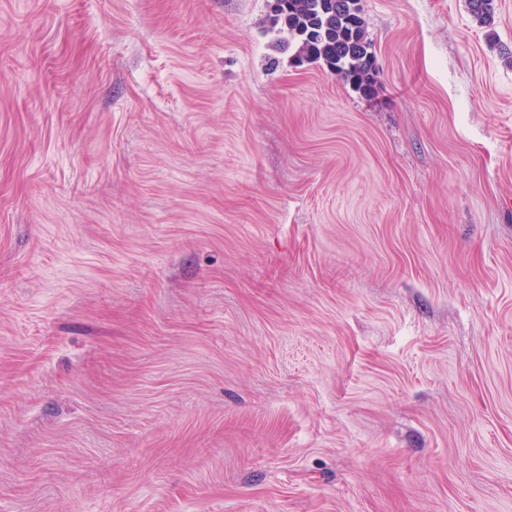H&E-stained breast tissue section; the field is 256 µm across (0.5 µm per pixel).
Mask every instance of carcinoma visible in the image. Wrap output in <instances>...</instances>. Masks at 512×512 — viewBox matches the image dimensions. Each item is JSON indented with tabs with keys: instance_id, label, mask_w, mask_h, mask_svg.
Segmentation results:
<instances>
[{
	"instance_id": "obj_1",
	"label": "carcinoma",
	"mask_w": 512,
	"mask_h": 512,
	"mask_svg": "<svg viewBox=\"0 0 512 512\" xmlns=\"http://www.w3.org/2000/svg\"><path fill=\"white\" fill-rule=\"evenodd\" d=\"M495 0H466L473 20L493 30ZM269 32L275 48L299 63L322 64L362 95L374 93L375 46L368 38L360 0H274Z\"/></svg>"
}]
</instances>
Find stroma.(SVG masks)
I'll return each mask as SVG.
<instances>
[{
	"label": "stroma",
	"mask_w": 512,
	"mask_h": 512,
	"mask_svg": "<svg viewBox=\"0 0 512 512\" xmlns=\"http://www.w3.org/2000/svg\"><path fill=\"white\" fill-rule=\"evenodd\" d=\"M0 0V512H512V0ZM268 30L298 63L322 64L362 96L374 93L375 46L360 0H274ZM495 0H466L473 20L481 27L492 31L495 25Z\"/></svg>",
	"instance_id": "35a3bbf8"
}]
</instances>
